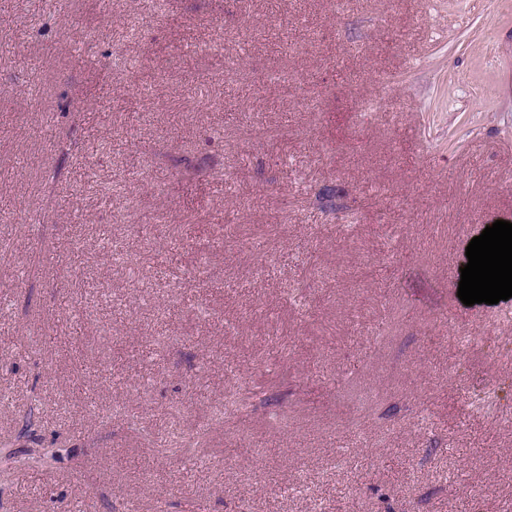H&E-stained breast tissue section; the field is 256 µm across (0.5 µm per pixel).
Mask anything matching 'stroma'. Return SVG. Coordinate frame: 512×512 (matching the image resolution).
<instances>
[{"label": "stroma", "mask_w": 512, "mask_h": 512, "mask_svg": "<svg viewBox=\"0 0 512 512\" xmlns=\"http://www.w3.org/2000/svg\"><path fill=\"white\" fill-rule=\"evenodd\" d=\"M498 220L512 0H0V512H512Z\"/></svg>", "instance_id": "stroma-1"}]
</instances>
